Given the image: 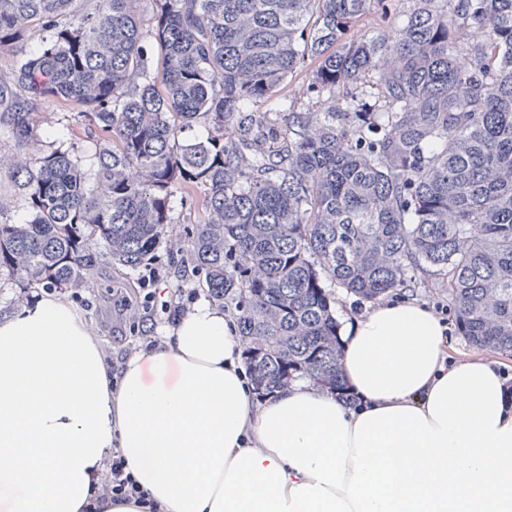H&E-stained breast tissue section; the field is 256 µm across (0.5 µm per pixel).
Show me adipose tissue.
Returning <instances> with one entry per match:
<instances>
[{"mask_svg": "<svg viewBox=\"0 0 512 512\" xmlns=\"http://www.w3.org/2000/svg\"><path fill=\"white\" fill-rule=\"evenodd\" d=\"M350 408L308 381L260 403L203 301L113 386L48 297L0 319V512H81L113 445L169 512H512V405L493 364L445 363L432 311L349 322Z\"/></svg>", "mask_w": 512, "mask_h": 512, "instance_id": "adipose-tissue-1", "label": "adipose tissue"}]
</instances>
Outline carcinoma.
Segmentation results:
<instances>
[{
	"label": "carcinoma",
	"mask_w": 512,
	"mask_h": 512,
	"mask_svg": "<svg viewBox=\"0 0 512 512\" xmlns=\"http://www.w3.org/2000/svg\"><path fill=\"white\" fill-rule=\"evenodd\" d=\"M74 2L0 0V52L46 32L0 78V134L28 141L54 98L100 141L91 169L72 146L0 166L29 213L0 220V280L89 290L175 249L169 291L190 272L227 309L261 399H348L336 290L374 303L422 274L471 346L512 357V0H406L391 36L351 34L384 0H152L148 29L139 0ZM307 57L321 109L256 111ZM191 189L207 221L175 237Z\"/></svg>",
	"instance_id": "obj_1"
}]
</instances>
